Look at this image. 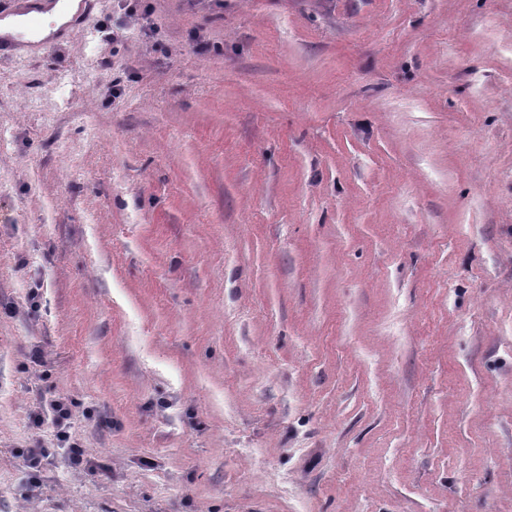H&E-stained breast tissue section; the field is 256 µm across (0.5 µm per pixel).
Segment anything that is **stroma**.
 Wrapping results in <instances>:
<instances>
[{"label": "stroma", "mask_w": 512, "mask_h": 512, "mask_svg": "<svg viewBox=\"0 0 512 512\" xmlns=\"http://www.w3.org/2000/svg\"><path fill=\"white\" fill-rule=\"evenodd\" d=\"M86 26L0 57V512H512V0ZM47 415L51 418L52 424L57 429L59 438L69 445L70 461L77 465L83 461V450L79 444L71 441V434L67 428V421L70 417V408L67 402L62 399L55 400L46 409Z\"/></svg>", "instance_id": "35a3bbf8"}]
</instances>
